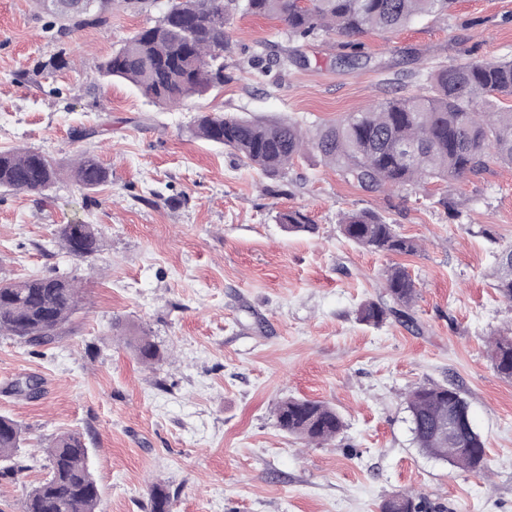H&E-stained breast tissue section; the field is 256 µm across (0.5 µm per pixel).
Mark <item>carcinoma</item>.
Returning a JSON list of instances; mask_svg holds the SVG:
<instances>
[{
    "mask_svg": "<svg viewBox=\"0 0 512 512\" xmlns=\"http://www.w3.org/2000/svg\"><path fill=\"white\" fill-rule=\"evenodd\" d=\"M456 0H168L163 15L136 31L99 66L103 78L130 82L150 102L178 105L224 84V51L230 20L236 14L282 23L289 38L306 41L318 35L338 40L336 64L357 68L364 55L358 37L393 34L425 17H446ZM112 0H94L91 12L80 0H57L46 10L60 23L59 32H74L108 23ZM422 93L401 95L352 112L314 135L296 122L263 121L204 113L193 134L220 143L245 163L272 177L286 175L294 159L306 150L343 178L365 191L423 187L443 182L451 187L494 160L512 166V111L497 109L501 97H512V55L492 61L462 56L427 72L409 74ZM85 189L108 181L100 162L80 155L72 169ZM57 179V168L41 153L0 151V188L40 193ZM291 233H313L316 225L293 210L279 215ZM340 231L349 241L374 252L412 254L418 245L399 234L379 213L363 209L343 214ZM62 248L76 258L94 255L100 233L92 224H66L58 232ZM497 290L512 302V250L498 259ZM386 300L367 301L357 310L359 321L378 326L391 317L412 320L415 282L406 268L385 271ZM81 288L65 276L26 278L0 283V334L29 343L49 344L61 336L78 310ZM139 360L154 365L162 355L145 334L129 341ZM492 361L498 374L512 378V337L492 341ZM463 401L457 388L419 385L408 392L413 442L424 454L447 460L462 472L486 465L485 441L467 432L443 434L448 410ZM279 427L317 445L334 441L345 424L336 409L308 399L288 398L277 408ZM21 425L0 416V476H17L27 466L16 460ZM49 471L27 492L21 512H95L99 489L88 464L81 435L58 436L46 449ZM151 512H172L169 491L151 486ZM421 496L400 494L386 500L381 512H422Z\"/></svg>",
    "mask_w": 512,
    "mask_h": 512,
    "instance_id": "1",
    "label": "carcinoma"
}]
</instances>
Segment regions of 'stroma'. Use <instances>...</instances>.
Listing matches in <instances>:
<instances>
[{
    "label": "stroma",
    "instance_id": "stroma-1",
    "mask_svg": "<svg viewBox=\"0 0 512 512\" xmlns=\"http://www.w3.org/2000/svg\"><path fill=\"white\" fill-rule=\"evenodd\" d=\"M163 8L114 0L108 25L46 32L38 0H0V150L50 156L57 182L41 193L0 189V280L63 274L83 300L66 333L34 345L0 336V415L18 421L29 469L0 478V512H20L45 473V449L83 436L100 488L96 512H150L159 482L174 512H380L413 490L425 512H512V379L492 362L491 336H512V302L496 287L512 249V167L494 162L453 187L368 192L316 153L271 178L228 147L196 138L208 112L297 121L315 129L396 94L406 71L512 54V0H457L383 37L363 36L372 62L335 63L330 42L301 43L306 64L252 65L257 43L287 45L282 24L234 16L223 86L179 107L156 105L98 67ZM98 157L106 185L71 178L79 154ZM449 195L461 217L437 206ZM306 212L313 234L286 232L279 215ZM381 213L416 240L411 255L348 242L339 219ZM94 224L98 252L78 259L58 243L65 224ZM417 289L412 324L369 326L387 266ZM147 334L163 360L141 363L127 341ZM34 377L39 392L14 390ZM450 384L487 446V469L464 473L412 442L405 396ZM334 407L345 428L305 443L276 419L285 399Z\"/></svg>",
    "mask_w": 512,
    "mask_h": 512
}]
</instances>
